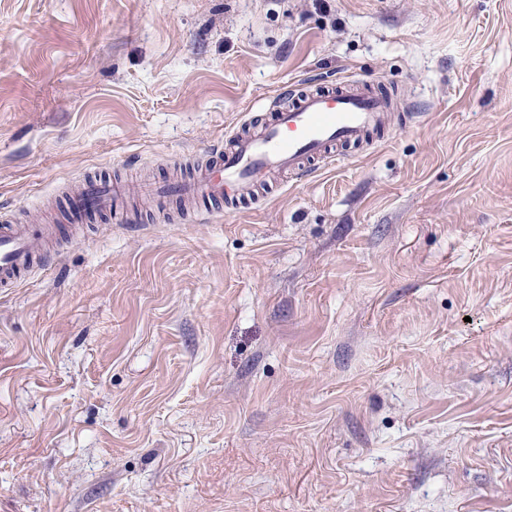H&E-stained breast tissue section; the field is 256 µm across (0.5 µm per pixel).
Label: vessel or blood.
Instances as JSON below:
<instances>
[{"label":"vessel or blood","instance_id":"vessel-or-blood-1","mask_svg":"<svg viewBox=\"0 0 512 512\" xmlns=\"http://www.w3.org/2000/svg\"><path fill=\"white\" fill-rule=\"evenodd\" d=\"M391 100L374 86L358 79H343L317 91L289 89L271 104L261 121H246L241 130L226 136L207 161L182 184H162L160 195H176L187 202L196 222H206L201 203H234L246 189L264 188L281 173H302L307 164L334 160L341 144H359L383 128ZM126 185L107 180L85 182L80 194L62 207L65 220L82 224L109 210L116 223H128L119 201ZM45 236L38 229L0 216V286L20 281L42 251Z\"/></svg>","mask_w":512,"mask_h":512}]
</instances>
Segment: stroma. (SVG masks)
<instances>
[{
    "label": "stroma",
    "mask_w": 512,
    "mask_h": 512,
    "mask_svg": "<svg viewBox=\"0 0 512 512\" xmlns=\"http://www.w3.org/2000/svg\"><path fill=\"white\" fill-rule=\"evenodd\" d=\"M345 77L370 148L0 288V512H512V0H0V214Z\"/></svg>",
    "instance_id": "35a3bbf8"
}]
</instances>
